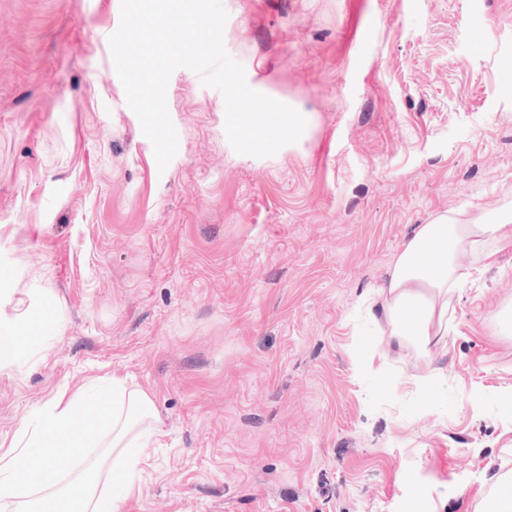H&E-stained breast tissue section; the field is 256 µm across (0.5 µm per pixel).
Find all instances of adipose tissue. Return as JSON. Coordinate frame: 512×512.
Wrapping results in <instances>:
<instances>
[{
  "label": "adipose tissue",
  "instance_id": "ef3b65f1",
  "mask_svg": "<svg viewBox=\"0 0 512 512\" xmlns=\"http://www.w3.org/2000/svg\"><path fill=\"white\" fill-rule=\"evenodd\" d=\"M491 242L512 245V211L491 220L480 215L465 223L449 211L417 226L380 289L390 344L410 345L427 354L441 343L448 334V297L471 275L470 268L459 265L455 257L465 251L488 261L493 256L487 248ZM54 323L55 314L47 309L26 331L0 325V369L11 366L19 351Z\"/></svg>",
  "mask_w": 512,
  "mask_h": 512
}]
</instances>
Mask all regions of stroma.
Here are the masks:
<instances>
[{
	"instance_id": "1",
	"label": "stroma",
	"mask_w": 512,
	"mask_h": 512,
	"mask_svg": "<svg viewBox=\"0 0 512 512\" xmlns=\"http://www.w3.org/2000/svg\"><path fill=\"white\" fill-rule=\"evenodd\" d=\"M224 6L248 85L306 128L237 153L180 68L162 170L112 61L121 0H0V321H58L0 372V455L117 376L160 417L122 512H483L512 475V245L429 357L354 305L417 225L512 210V0Z\"/></svg>"
}]
</instances>
